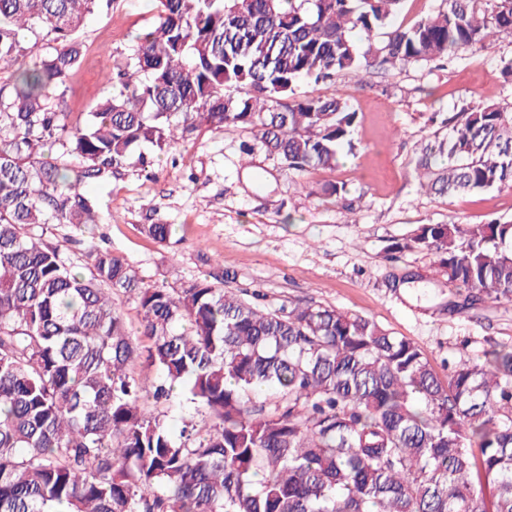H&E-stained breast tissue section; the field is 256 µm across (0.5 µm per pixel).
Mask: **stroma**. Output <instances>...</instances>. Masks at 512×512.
Segmentation results:
<instances>
[{"label":"stroma","instance_id":"35a3bbf8","mask_svg":"<svg viewBox=\"0 0 512 512\" xmlns=\"http://www.w3.org/2000/svg\"><path fill=\"white\" fill-rule=\"evenodd\" d=\"M155 23V0H111L90 15L64 111L89 112L111 92L108 72ZM508 59L512 38L503 37L442 67L362 72L321 87V94L348 98L358 113L362 148L333 170L301 176L262 151L243 155L252 141L245 129L202 128L150 172L132 165L108 185L92 187L99 223L59 224L45 240L77 270H84L89 246L99 245L126 258L147 283L169 288L224 268L225 290L245 299L259 293L270 308L316 301L366 316L411 339L446 374L459 352L512 347V304L446 313L438 289L419 296L390 288L389 275L432 274L434 258L389 246L421 224L512 221V189L431 197L421 192L411 163L417 142L431 131L430 113L512 101V81L501 72ZM335 181L347 183L346 202L321 195V185ZM152 222L172 225L169 241L142 234Z\"/></svg>","mask_w":512,"mask_h":512}]
</instances>
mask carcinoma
<instances>
[{
  "label": "carcinoma",
  "mask_w": 512,
  "mask_h": 512,
  "mask_svg": "<svg viewBox=\"0 0 512 512\" xmlns=\"http://www.w3.org/2000/svg\"><path fill=\"white\" fill-rule=\"evenodd\" d=\"M101 2L0 0L14 68L0 87V512H512V347L462 353L442 377L368 317L260 307L222 272L150 285L97 247L81 275L34 232L99 223L87 186L204 126L249 129L297 172L332 170L354 154L358 113L319 86L511 37L512 0H440L409 26L393 24L405 0H157L119 85L72 120L76 34ZM25 30L56 46L36 53ZM428 122L413 158L427 194L512 188V102ZM391 249L435 257L447 312L512 303V222L420 224ZM116 294L135 299L140 337ZM142 359L151 381L131 370ZM177 395L204 418L175 433L158 407Z\"/></svg>",
  "instance_id": "cac0c4a2"
}]
</instances>
